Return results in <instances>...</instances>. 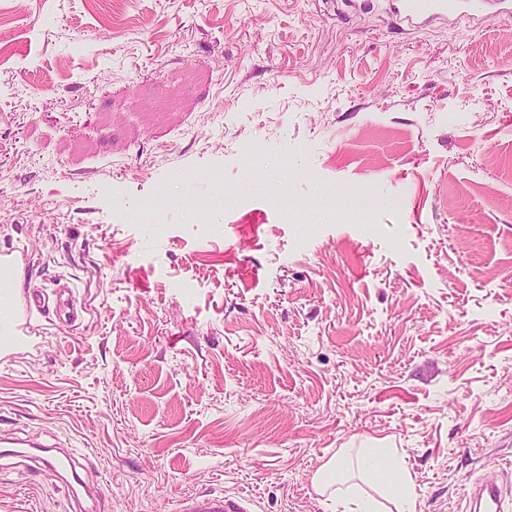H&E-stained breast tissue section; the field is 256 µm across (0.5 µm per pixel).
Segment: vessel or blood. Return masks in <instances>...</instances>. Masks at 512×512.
I'll use <instances>...</instances> for the list:
<instances>
[{
    "instance_id": "vessel-or-blood-1",
    "label": "vessel or blood",
    "mask_w": 512,
    "mask_h": 512,
    "mask_svg": "<svg viewBox=\"0 0 512 512\" xmlns=\"http://www.w3.org/2000/svg\"><path fill=\"white\" fill-rule=\"evenodd\" d=\"M396 20L409 27L426 25L436 17L470 16L487 23L512 14V0H391ZM16 256L0 254V360L8 361L30 343L27 327L43 304L40 296L21 292L15 286ZM0 455L42 464L61 477L71 500H79L83 480L75 450L34 448L20 438L0 440ZM467 512H505V495L498 479L486 475L472 485L466 498Z\"/></svg>"
}]
</instances>
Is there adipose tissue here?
<instances>
[{
  "mask_svg": "<svg viewBox=\"0 0 512 512\" xmlns=\"http://www.w3.org/2000/svg\"><path fill=\"white\" fill-rule=\"evenodd\" d=\"M361 455L362 478L375 493L340 499L342 512H416L409 471L392 449L365 448Z\"/></svg>",
  "mask_w": 512,
  "mask_h": 512,
  "instance_id": "adipose-tissue-1",
  "label": "adipose tissue"
}]
</instances>
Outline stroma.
Segmentation results:
<instances>
[{
  "label": "stroma",
  "instance_id": "obj_1",
  "mask_svg": "<svg viewBox=\"0 0 512 512\" xmlns=\"http://www.w3.org/2000/svg\"><path fill=\"white\" fill-rule=\"evenodd\" d=\"M0 33V253L82 307L0 363V435L76 449L102 512H331L313 472L376 440L416 512L512 503V16L0 0ZM193 176L222 223L114 205ZM0 512L71 508L6 457ZM505 506L503 489L493 475L476 480L466 498V512H505Z\"/></svg>",
  "mask_w": 512,
  "mask_h": 512
}]
</instances>
